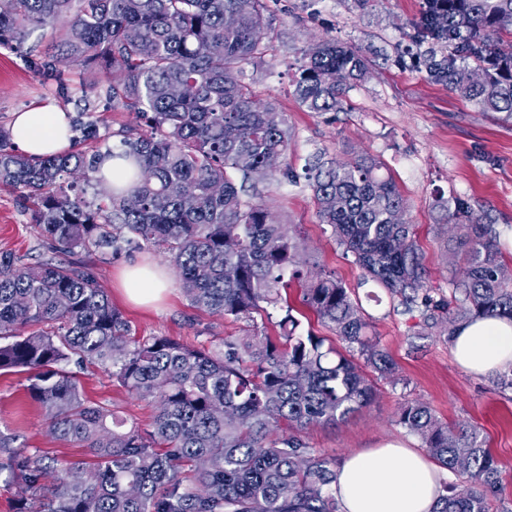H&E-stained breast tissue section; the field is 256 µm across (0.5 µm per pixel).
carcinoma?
<instances>
[{"label": "carcinoma", "mask_w": 512, "mask_h": 512, "mask_svg": "<svg viewBox=\"0 0 512 512\" xmlns=\"http://www.w3.org/2000/svg\"><path fill=\"white\" fill-rule=\"evenodd\" d=\"M264 0H0V47L14 51L38 30L72 65L101 70L86 84L72 131L98 137L92 97L142 119L117 149L137 166L134 188H103L97 159L76 151L32 159L11 147L0 127V184L25 200L48 258L23 262L0 251V371L27 373L26 390L61 442L89 449L73 462L15 446L0 433V472L23 486L16 512H340L333 493L336 459L295 435L334 425L375 395L364 369L386 377L395 363L345 285L304 279L289 227L264 202L243 198L256 170L288 176V117L275 103L256 105L239 75L262 60ZM512 0H423L409 39L415 66L484 112L512 118ZM369 70L359 48L329 39L305 54L294 81L297 103L336 112ZM378 160L316 158L305 178L319 217L351 252L364 277L407 308L423 306V325L458 327L486 317L512 321V282L497 232L448 201V223L464 247L466 306L434 300L422 254L411 239L405 203ZM94 199H87L88 189ZM131 248L170 256L194 307L235 320L277 303L289 281L304 283L303 302L363 360L358 365L324 339L297 332L286 309L279 336L224 338V349L190 348L168 336L134 339L122 311L85 266L58 256L77 249L113 257ZM101 369L129 393L157 404L140 431L104 404L88 400L76 372ZM399 423L429 455L461 477L434 512H489L502 497L499 465L475 429L439 420L408 402Z\"/></svg>", "instance_id": "1"}]
</instances>
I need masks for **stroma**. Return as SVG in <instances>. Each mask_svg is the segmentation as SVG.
<instances>
[{
  "instance_id": "35a3bbf8",
  "label": "stroma",
  "mask_w": 512,
  "mask_h": 512,
  "mask_svg": "<svg viewBox=\"0 0 512 512\" xmlns=\"http://www.w3.org/2000/svg\"><path fill=\"white\" fill-rule=\"evenodd\" d=\"M420 2L371 0L360 8L353 0H265L270 50L241 76L257 101L277 102L287 113L291 134L286 162L294 178L258 180L257 192L275 218L290 225L304 269L332 273L352 290L397 366L394 377L378 379L368 406L336 424L309 426L299 436L315 452L339 460L390 440L418 448L421 440L399 425L398 413L404 403H426L442 420L479 431L507 483L503 499L493 503L491 512H512V388L506 385L512 366L484 376L469 373L455 362L439 328L423 329L420 312H405L399 298L363 283V271L352 253L321 223L302 176L306 160L316 155L344 161L367 154L382 162L404 199L405 217L414 226L433 297H464L452 285L463 253L453 243L457 230L448 224L443 209L451 197L465 198L474 216L494 225L512 272V121L463 102L433 83L425 69L400 64L398 52L418 19ZM326 38L361 48L371 67L347 93L341 111L310 112L296 102L292 80L304 55ZM56 68L61 73L57 80L30 69L23 56L0 50V126L9 127L15 112L38 101L79 112L82 72L63 62ZM62 85L67 95L59 94ZM95 106L102 136L78 143V150H105L140 125L136 113L112 108L105 98H97ZM1 250L31 257L42 250L30 212L6 186H0ZM137 258L169 273L174 270L166 255L151 250L114 258L79 249L64 260L93 267L113 305L140 337L169 336L192 348L217 349L228 336H276L278 319L289 311L299 320L301 332H312L333 346L338 343L333 331L303 303L297 282L282 290L280 303L269 306V318L255 323L201 311L177 286L157 306L129 305L117 291L116 277ZM79 379L90 401L112 406L140 428L151 424L153 402L131 396L94 367L81 371ZM26 385L23 373H0V431L15 435L18 444L28 448L76 462L90 460L87 449L50 436Z\"/></svg>"
}]
</instances>
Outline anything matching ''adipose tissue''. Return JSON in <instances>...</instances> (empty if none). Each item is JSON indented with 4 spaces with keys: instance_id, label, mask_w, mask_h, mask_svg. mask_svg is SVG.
I'll use <instances>...</instances> for the list:
<instances>
[{
    "instance_id": "1",
    "label": "adipose tissue",
    "mask_w": 512,
    "mask_h": 512,
    "mask_svg": "<svg viewBox=\"0 0 512 512\" xmlns=\"http://www.w3.org/2000/svg\"><path fill=\"white\" fill-rule=\"evenodd\" d=\"M71 115L53 102H35L15 113L9 140L18 152L38 158L70 149ZM118 287L134 304L145 305L170 290L165 272L139 261L128 264ZM456 362L473 374H491L512 364V322L484 318L463 324L452 345ZM441 474L419 449L390 442L345 457L333 491L342 512H433Z\"/></svg>"
}]
</instances>
